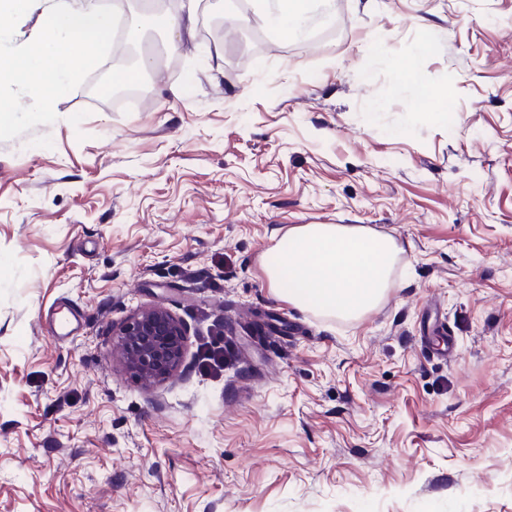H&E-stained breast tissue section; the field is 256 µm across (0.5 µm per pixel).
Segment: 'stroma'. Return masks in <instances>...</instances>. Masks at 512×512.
<instances>
[{
	"label": "stroma",
	"instance_id": "35a3bbf8",
	"mask_svg": "<svg viewBox=\"0 0 512 512\" xmlns=\"http://www.w3.org/2000/svg\"><path fill=\"white\" fill-rule=\"evenodd\" d=\"M141 45L135 110L79 87L0 141V512H512V0H334L289 41L199 0ZM300 224L395 240L376 308L272 290ZM150 306L187 348L146 387L112 329ZM207 344L200 356V369L221 370L224 366V338L218 337Z\"/></svg>",
	"mask_w": 512,
	"mask_h": 512
}]
</instances>
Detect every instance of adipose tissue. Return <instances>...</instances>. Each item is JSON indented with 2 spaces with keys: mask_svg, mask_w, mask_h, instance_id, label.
Masks as SVG:
<instances>
[{
  "mask_svg": "<svg viewBox=\"0 0 512 512\" xmlns=\"http://www.w3.org/2000/svg\"><path fill=\"white\" fill-rule=\"evenodd\" d=\"M309 0H255L256 22L284 39L302 36ZM398 248L361 225L301 224L278 243L264 272L279 297L344 319L374 309L391 286Z\"/></svg>",
  "mask_w": 512,
  "mask_h": 512,
  "instance_id": "adipose-tissue-1",
  "label": "adipose tissue"
}]
</instances>
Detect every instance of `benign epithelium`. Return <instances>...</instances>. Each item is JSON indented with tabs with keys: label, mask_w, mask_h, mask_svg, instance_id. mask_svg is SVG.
<instances>
[{
	"label": "benign epithelium",
	"mask_w": 512,
	"mask_h": 512,
	"mask_svg": "<svg viewBox=\"0 0 512 512\" xmlns=\"http://www.w3.org/2000/svg\"><path fill=\"white\" fill-rule=\"evenodd\" d=\"M113 349L130 375L151 386L172 377L187 348L184 325L161 307L143 308L112 329Z\"/></svg>",
	"instance_id": "7a95c632"
}]
</instances>
